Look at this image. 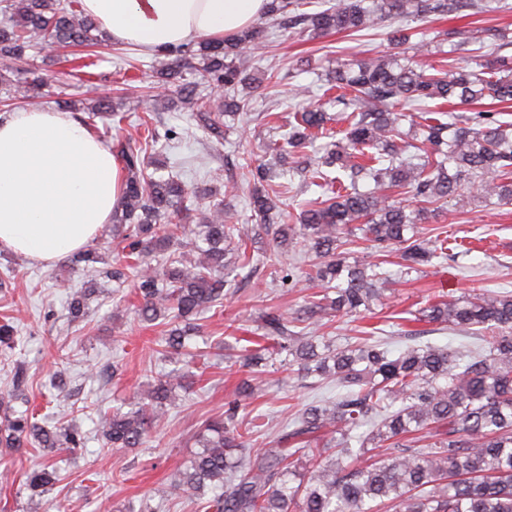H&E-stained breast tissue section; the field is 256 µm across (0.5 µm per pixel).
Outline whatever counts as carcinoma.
Instances as JSON below:
<instances>
[{"label": "carcinoma", "instance_id": "obj_1", "mask_svg": "<svg viewBox=\"0 0 512 512\" xmlns=\"http://www.w3.org/2000/svg\"><path fill=\"white\" fill-rule=\"evenodd\" d=\"M299 0H269L270 25L248 27L224 40L201 39L157 51L153 77L165 96L149 112L176 107L191 117L218 147L224 140V117L248 108L236 97L238 88L256 78L241 60L244 50L268 47L269 32L293 30L317 36L350 35L399 23L391 31L397 45L416 35L410 21L445 17L487 7L481 0H336L320 10L304 11ZM478 42L492 53L474 70L454 71L384 53L341 65L327 79L323 95L336 116L305 103L297 90L295 125L283 141L268 148L288 161V170L307 177L325 199L306 205L296 223L286 222L280 192L264 164H247L253 181L250 209L257 227L281 247L298 236L320 262L308 279L321 293L303 309L308 318L332 313L356 315L382 298L379 254L401 247L403 268L415 270L446 260L452 248L436 243L425 225L429 206L466 189L486 200L512 204V122L498 119L499 110L453 116L448 122L416 125L414 107L440 100L477 105L486 98L512 103V55L501 51L512 40L498 29L485 28ZM51 43L82 48L68 60L67 70L47 73L34 63V52ZM104 39L97 24L71 0H0V112L37 105V94L64 76L83 90L82 111L88 120H124L125 98L98 94L85 69L94 65ZM219 88L203 96L200 86ZM347 123L345 136L335 138L331 121ZM407 120L409 129H401ZM144 146L112 139L111 148L125 171L121 201L112 215V236L122 244L125 263L98 268L104 262L94 249L70 257L87 275L103 276L122 286L134 277L139 304L135 313L146 322L170 320L159 340L164 352L190 360L208 354L184 353L201 313L224 303L230 275L250 265L247 243L238 225L230 223L224 201L208 206L200 200L221 193L196 190L180 175L148 172L153 162L145 148L162 151L177 138L172 129L159 131L143 121ZM325 138L321 155L303 153ZM236 184H224L227 197ZM402 199H393V194ZM360 237L370 242L369 258L350 263L337 253L342 243ZM235 247L237 265L225 262ZM168 255L165 269L151 262ZM96 292V283L73 290L67 300L72 319L82 318ZM417 321L437 323L455 333L495 330L485 353H469L434 344H416L392 353L381 336H360L333 344L323 336L292 329L277 310L262 316L263 345L243 347L238 358L252 379L224 403V414L206 421L203 449L171 477V490L204 500L205 512H372L377 503L395 512H512V292L484 289L467 296L434 301L418 309ZM16 327L0 322V346L15 345ZM297 366V374L336 382V399L311 405L282 430L277 447L254 452L252 438L261 431L259 418L240 417L245 398L262 396L261 367L272 356ZM27 368L13 373V393L0 399V446L4 452L36 444L47 452L74 450L84 444L75 428L38 422L25 399ZM188 375L174 368L151 386L141 405L99 419L102 445L141 448L177 397L187 390ZM25 409L16 410L15 400ZM382 450L385 459L374 460ZM56 479L46 463L26 474L30 512Z\"/></svg>", "mask_w": 512, "mask_h": 512}]
</instances>
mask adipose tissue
I'll list each match as a JSON object with an SVG mask.
<instances>
[{
    "instance_id": "1",
    "label": "adipose tissue",
    "mask_w": 512,
    "mask_h": 512,
    "mask_svg": "<svg viewBox=\"0 0 512 512\" xmlns=\"http://www.w3.org/2000/svg\"><path fill=\"white\" fill-rule=\"evenodd\" d=\"M117 43L152 52L219 40L252 24L266 0H82ZM118 158L71 112L0 114V250L51 266L93 240L120 203Z\"/></svg>"
}]
</instances>
